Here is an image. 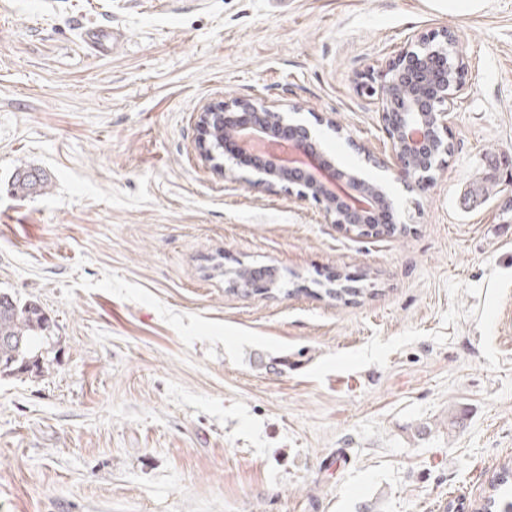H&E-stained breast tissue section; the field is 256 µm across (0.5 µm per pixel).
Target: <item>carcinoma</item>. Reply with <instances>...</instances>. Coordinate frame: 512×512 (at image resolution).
<instances>
[{
	"mask_svg": "<svg viewBox=\"0 0 512 512\" xmlns=\"http://www.w3.org/2000/svg\"><path fill=\"white\" fill-rule=\"evenodd\" d=\"M12 188L24 196L40 195L47 178L37 168H19ZM50 318L34 303H20L0 292V374L12 375L40 369ZM479 512H512V468L503 466L491 483V493Z\"/></svg>",
	"mask_w": 512,
	"mask_h": 512,
	"instance_id": "obj_1",
	"label": "carcinoma"
}]
</instances>
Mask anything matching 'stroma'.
Here are the masks:
<instances>
[{
  "mask_svg": "<svg viewBox=\"0 0 512 512\" xmlns=\"http://www.w3.org/2000/svg\"><path fill=\"white\" fill-rule=\"evenodd\" d=\"M442 28L467 89L445 174L385 173L406 233L199 156L198 112L242 99L388 157L357 81ZM510 218L512 0H0V292L52 320L41 372L0 376V512H470L512 463ZM239 265L279 291L230 292ZM82 35L92 55H105L125 41V32L115 27L88 26L82 30ZM12 188L23 196L40 195L47 188V178L37 168H19L14 174Z\"/></svg>",
  "mask_w": 512,
  "mask_h": 512,
  "instance_id": "obj_1",
  "label": "stroma"
}]
</instances>
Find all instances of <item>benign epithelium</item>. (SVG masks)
Here are the masks:
<instances>
[{
    "label": "benign epithelium",
    "mask_w": 512,
    "mask_h": 512,
    "mask_svg": "<svg viewBox=\"0 0 512 512\" xmlns=\"http://www.w3.org/2000/svg\"><path fill=\"white\" fill-rule=\"evenodd\" d=\"M467 64L456 36L442 29L417 33L379 70L362 77L360 88L375 98L379 120L389 142V159L358 150L374 166L397 167L404 181L418 187L445 172L442 156L449 154L450 112L466 89ZM197 149L214 172L235 177L234 169L217 161L210 137L219 128L237 151L254 159L256 182L283 185L321 207L331 223L352 231L375 233L392 229L394 201L386 184L360 168L338 166L320 140L302 124L288 120L273 106L231 99L198 113Z\"/></svg>",
    "instance_id": "benign-epithelium-1"
}]
</instances>
